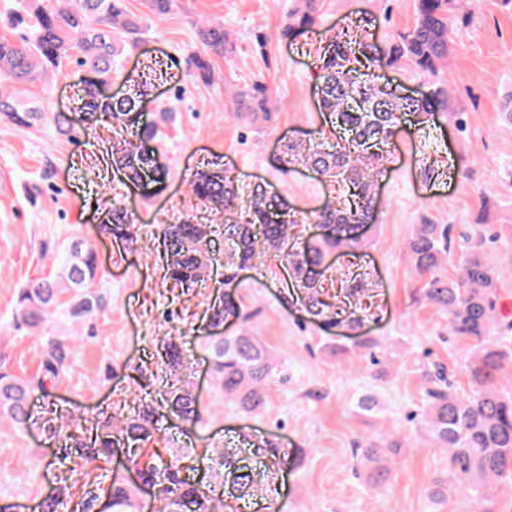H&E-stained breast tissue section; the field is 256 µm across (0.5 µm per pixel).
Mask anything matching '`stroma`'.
<instances>
[{"instance_id": "stroma-1", "label": "stroma", "mask_w": 512, "mask_h": 512, "mask_svg": "<svg viewBox=\"0 0 512 512\" xmlns=\"http://www.w3.org/2000/svg\"><path fill=\"white\" fill-rule=\"evenodd\" d=\"M416 3L320 0L318 25L281 42L274 35L294 0H176L174 10L161 17L148 12L145 0H126L131 12L146 17L148 31L125 56L123 74L109 92L129 91L130 78L145 64L161 61L165 76L151 92L152 107L174 114L163 154L169 175L147 197L123 188L120 174L105 160L103 142L112 128L83 122L79 95L85 74L76 64L29 86L45 122L22 128L0 117V180L7 184L0 191V365L24 379L40 374L46 342L15 329L17 296L47 275L52 258L73 241L95 250V288L103 297L101 308L81 327L64 314L51 320L49 336L77 334L81 342L63 381L48 393L33 392V414L57 408L92 420L98 412L119 410L130 401L132 367L153 355L158 339L176 327L185 334L183 349L204 422L189 439L163 425L157 448L175 452L190 442L236 448L240 436H266L291 455L288 469L270 476L244 512H467V496L459 490L449 491L446 501L431 502L435 481L448 476V456L431 447L424 427L406 415L423 403L422 364H442L457 386H467L466 363L475 343L449 334L446 313L416 302L422 283L411 272L406 244L414 225H449L451 259L441 274L454 278L468 236L481 225L483 255L499 274L500 309L512 314V0H475L469 10L450 9V51L437 75L423 73L407 57L375 69L380 84L400 93L441 83L450 114L424 127L399 124L386 147L369 245L354 260H332L325 273L331 292L344 273L366 283L356 311L360 326L342 322L327 329L298 305L284 302L288 268L275 260L242 271L234 288L254 335L280 362L261 414L247 413L211 389L200 347L208 331L205 303L224 288V237L220 214L189 193V181L216 158L240 186L267 184L298 211L334 199L330 183L310 169L294 164L283 173L273 166L288 141L339 139L318 107L316 49L323 36L363 16L371 42L387 51L393 38L413 27ZM200 18L223 22L230 35L224 56L209 59L214 73L209 84L196 81L185 64L198 46L194 23ZM256 81L267 88L270 117L225 119L230 92ZM59 112L70 117L75 140L54 136L49 119ZM457 113L465 128L457 127ZM429 163L444 170V177L425 182L420 170ZM107 186L119 188L115 199L133 213L143 235L184 215L213 225L215 271L199 294L173 297L156 253L128 249L102 231L100 217L115 200L104 194ZM363 340L377 344L378 362L366 369L335 352ZM363 395L376 399L374 412L356 408ZM377 434L403 447L388 458V481L375 487L354 453ZM81 472L80 461L60 462L58 441L42 427L0 422V505L34 506Z\"/></svg>"}]
</instances>
